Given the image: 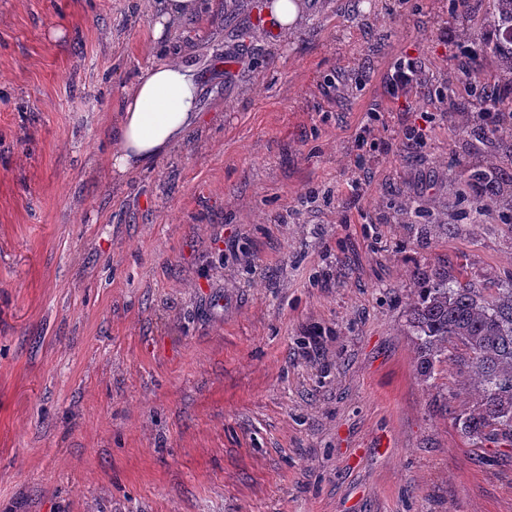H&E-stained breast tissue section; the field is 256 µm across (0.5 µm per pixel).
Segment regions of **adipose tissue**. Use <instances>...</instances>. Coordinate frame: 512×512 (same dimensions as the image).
Wrapping results in <instances>:
<instances>
[{
	"label": "adipose tissue",
	"instance_id": "obj_1",
	"mask_svg": "<svg viewBox=\"0 0 512 512\" xmlns=\"http://www.w3.org/2000/svg\"><path fill=\"white\" fill-rule=\"evenodd\" d=\"M202 0H160L152 19L154 40L173 37L178 25L196 19ZM202 78L191 51L159 57L126 89L112 126L110 164L129 177L153 166L203 120Z\"/></svg>",
	"mask_w": 512,
	"mask_h": 512
}]
</instances>
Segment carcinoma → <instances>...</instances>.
<instances>
[{
    "mask_svg": "<svg viewBox=\"0 0 512 512\" xmlns=\"http://www.w3.org/2000/svg\"><path fill=\"white\" fill-rule=\"evenodd\" d=\"M487 8L499 32V40L479 50L472 62L483 68L489 55L509 60L504 88H475L479 108L462 111L458 127L466 131L476 121H493L495 113L507 108L504 90L512 88V0H488ZM470 73L460 69L448 76V86L439 90L440 99L451 96L459 83L469 82ZM459 177L466 184L485 190L482 199L497 211L512 212V191L503 186L497 165L486 158L477 165H465ZM464 271L454 277L436 268L417 288L409 305V328L415 336L417 373L429 379L435 365L453 358L476 384L472 408L458 417L462 429L473 439L512 447V282L488 294L463 281Z\"/></svg>",
    "mask_w": 512,
    "mask_h": 512,
    "instance_id": "carcinoma-1",
    "label": "carcinoma"
}]
</instances>
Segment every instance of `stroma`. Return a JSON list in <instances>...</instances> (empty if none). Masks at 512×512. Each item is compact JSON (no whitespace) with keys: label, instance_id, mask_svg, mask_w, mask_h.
<instances>
[{"label":"stroma","instance_id":"1","mask_svg":"<svg viewBox=\"0 0 512 512\" xmlns=\"http://www.w3.org/2000/svg\"><path fill=\"white\" fill-rule=\"evenodd\" d=\"M263 4L177 27L203 122L119 181L157 0H0V512H512V448L462 433L475 386L422 379L406 317L439 266L512 282L431 94L493 21L302 0L290 39Z\"/></svg>","mask_w":512,"mask_h":512}]
</instances>
